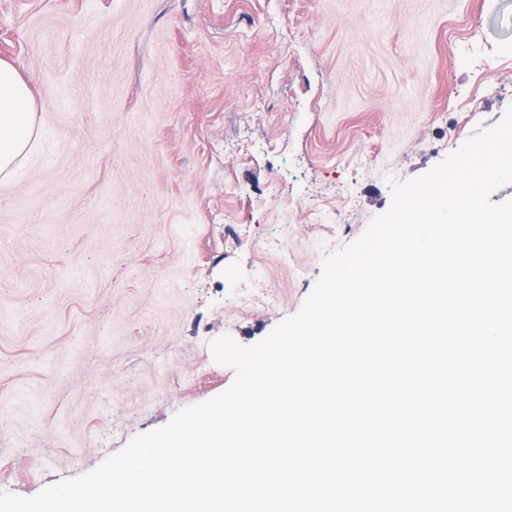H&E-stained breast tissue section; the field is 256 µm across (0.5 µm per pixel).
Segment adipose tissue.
Here are the masks:
<instances>
[{
  "label": "adipose tissue",
  "mask_w": 512,
  "mask_h": 512,
  "mask_svg": "<svg viewBox=\"0 0 512 512\" xmlns=\"http://www.w3.org/2000/svg\"><path fill=\"white\" fill-rule=\"evenodd\" d=\"M37 136L31 91L11 65L0 62V191Z\"/></svg>",
  "instance_id": "1"
}]
</instances>
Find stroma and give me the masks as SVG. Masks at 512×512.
I'll return each mask as SVG.
<instances>
[{"label": "stroma", "instance_id": "obj_1", "mask_svg": "<svg viewBox=\"0 0 512 512\" xmlns=\"http://www.w3.org/2000/svg\"><path fill=\"white\" fill-rule=\"evenodd\" d=\"M39 150L0 192V492L234 380L325 257L512 107V0H0Z\"/></svg>", "mask_w": 512, "mask_h": 512}]
</instances>
